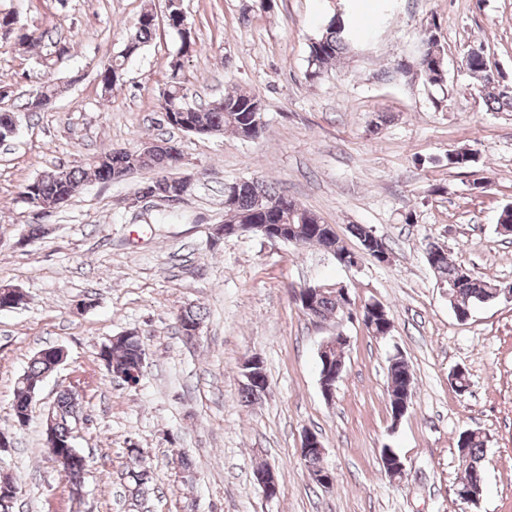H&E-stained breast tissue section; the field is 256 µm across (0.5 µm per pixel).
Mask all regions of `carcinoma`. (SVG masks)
<instances>
[{
  "label": "carcinoma",
  "instance_id": "cac0c4a2",
  "mask_svg": "<svg viewBox=\"0 0 512 512\" xmlns=\"http://www.w3.org/2000/svg\"><path fill=\"white\" fill-rule=\"evenodd\" d=\"M150 10L143 11L133 29L127 35L125 47L98 73L102 91L112 93L115 85L113 76H121L126 61L145 47L155 35L158 22L149 17ZM436 20L428 22L422 39L421 47L413 64H399L389 77L406 79L411 75L420 76L431 86H444L447 81L445 60H438L435 55L440 49V41L435 35ZM354 26L350 17H342L338 25L329 19L321 33L309 44V67L307 77H319L328 67L351 50ZM463 64L479 80L477 91L484 96L487 108L493 112H512V92L505 91L491 80L483 59L475 54L463 57ZM170 74L166 88L162 92L161 111L171 114L168 125L180 130L197 127L215 133L231 131L241 139L250 141L258 139L264 129L263 104L254 94L246 90H238L224 94V97L208 106H198L189 100L186 77L183 73V56L175 55L169 63ZM180 154L178 148L165 142V146L151 155L140 150H114L102 153L92 159L89 168L82 166L56 167L44 172L23 186V201H40L50 207L58 208L66 203L74 194L81 182L93 175L102 182L118 181V172L132 170L139 173L143 170L154 172V177L144 182L140 190H156L162 199L179 194V180L171 171L175 170L173 160ZM262 198L270 211L268 218L272 224H293L301 227L302 244L323 246L328 242L322 228L323 221L315 213L293 204L291 209H281L279 205L288 200V194L275 183L264 179L253 178L246 187L239 188L235 195L224 196V217L230 222L252 224L254 219L262 216L256 210V198ZM426 259L436 274L437 280L443 282L451 293L456 295V306L453 312L459 319L470 313L471 307L477 303L494 300L496 283L484 280L473 274L464 272L463 268L451 263L446 253L439 246L430 243L426 247ZM341 315V304L338 297L331 294L319 301V317L326 320ZM204 314L199 309L187 308L178 316L181 333L186 329L203 322ZM109 362L119 367L132 368L145 352L143 340L134 334L123 335L115 343H107ZM55 370L53 362L46 356L36 354L29 359L27 369L19 379L12 403L13 426L26 427L31 420L30 391L41 379ZM393 382V391L389 397L399 396V388L406 375L410 374L404 360H399L389 367ZM54 432L62 444L72 443L71 430L77 403L71 391L62 390L54 400ZM457 448L467 449V455L476 465H481L484 456L485 440L476 431H465L460 434ZM129 466L127 475L133 483L131 494L137 498L146 492L149 473L142 465L143 450L127 449ZM88 467L85 456L80 455L65 471V478L72 489L84 486V475Z\"/></svg>",
  "mask_w": 512,
  "mask_h": 512
}]
</instances>
